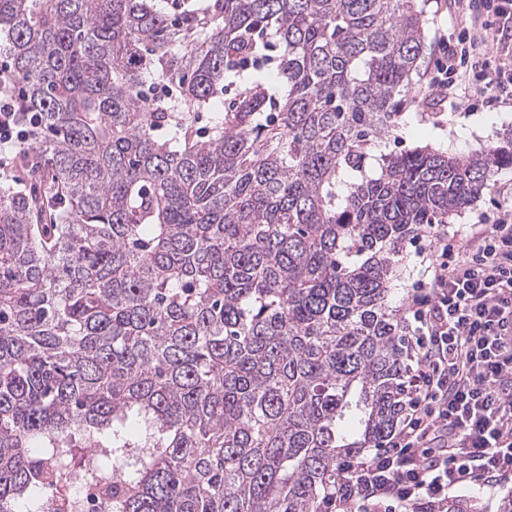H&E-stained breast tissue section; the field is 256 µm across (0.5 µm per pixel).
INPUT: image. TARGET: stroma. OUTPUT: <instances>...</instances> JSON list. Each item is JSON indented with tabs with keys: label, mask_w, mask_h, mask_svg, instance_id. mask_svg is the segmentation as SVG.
Listing matches in <instances>:
<instances>
[{
	"label": "stroma",
	"mask_w": 512,
	"mask_h": 512,
	"mask_svg": "<svg viewBox=\"0 0 512 512\" xmlns=\"http://www.w3.org/2000/svg\"><path fill=\"white\" fill-rule=\"evenodd\" d=\"M422 7L429 50L421 60L418 72L413 74L411 89L400 104V125L389 140L380 142L378 153L428 144L467 155L486 146L505 145L512 136V83L499 89V101H481L473 107L467 103L471 80H463L457 87L462 103L456 107L423 84L424 72L432 67L438 56L441 37L455 36L458 25L453 10L447 8L444 0H424ZM424 100L430 104L425 116L418 107ZM501 207H512V166L509 165L495 170L480 197L445 226L443 232L453 243H463L468 225L478 223L480 217Z\"/></svg>",
	"instance_id": "1"
}]
</instances>
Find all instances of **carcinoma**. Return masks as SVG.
<instances>
[{
    "mask_svg": "<svg viewBox=\"0 0 512 512\" xmlns=\"http://www.w3.org/2000/svg\"><path fill=\"white\" fill-rule=\"evenodd\" d=\"M0 37L43 178L0 185V512H53L76 467L112 512H321L405 414L404 249L512 165L510 142L368 170L427 48L418 0H0Z\"/></svg>",
    "mask_w": 512,
    "mask_h": 512,
    "instance_id": "obj_1",
    "label": "carcinoma"
}]
</instances>
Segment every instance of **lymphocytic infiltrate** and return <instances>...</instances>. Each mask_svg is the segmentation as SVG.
Segmentation results:
<instances>
[{
	"label": "lymphocytic infiltrate",
	"mask_w": 512,
	"mask_h": 512,
	"mask_svg": "<svg viewBox=\"0 0 512 512\" xmlns=\"http://www.w3.org/2000/svg\"><path fill=\"white\" fill-rule=\"evenodd\" d=\"M512 0H484L438 62L430 88L454 89L476 71L479 93L495 90L504 65L478 61L491 18ZM21 96L0 95V167L28 141ZM422 277L408 293V344L417 370L406 416L385 448L343 461L326 512H429L466 484L512 479V211L471 225L465 246L436 238L416 246Z\"/></svg>",
	"instance_id": "1"
}]
</instances>
